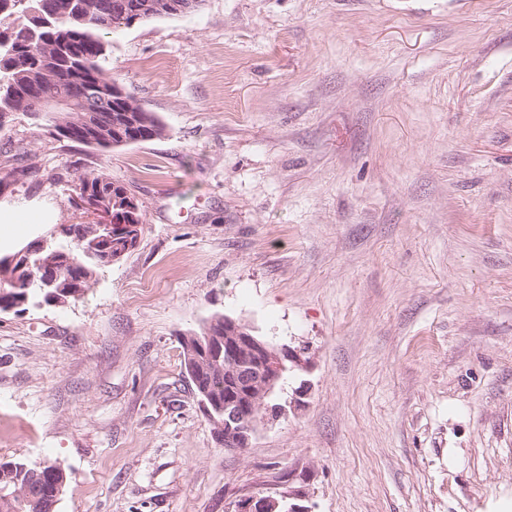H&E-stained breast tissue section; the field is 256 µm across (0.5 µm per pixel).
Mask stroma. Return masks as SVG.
<instances>
[{
  "mask_svg": "<svg viewBox=\"0 0 512 512\" xmlns=\"http://www.w3.org/2000/svg\"><path fill=\"white\" fill-rule=\"evenodd\" d=\"M163 137L96 149L13 113L0 255L95 224L54 172L135 198L82 298L0 312V458L56 512H512V0H205L109 40ZM305 349L250 448L215 438L181 333ZM66 483L65 470L56 464H32L20 457L0 460V512H44ZM300 493H288L274 496L271 494L257 493L238 500L234 506L236 512H311L305 505L290 502L302 500ZM277 509H280L277 511Z\"/></svg>",
  "mask_w": 512,
  "mask_h": 512,
  "instance_id": "stroma-1",
  "label": "stroma"
}]
</instances>
